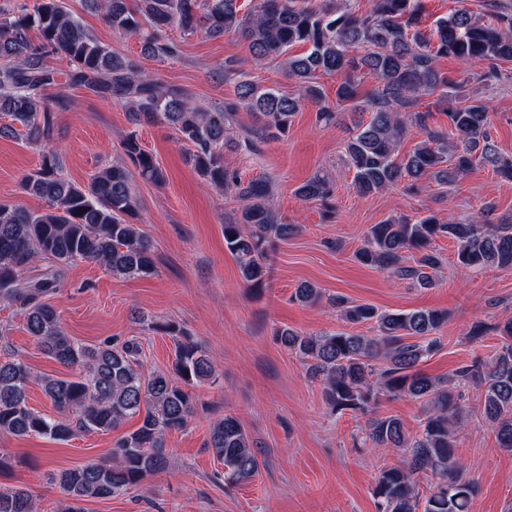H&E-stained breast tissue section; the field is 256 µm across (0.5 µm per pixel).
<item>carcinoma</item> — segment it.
Masks as SVG:
<instances>
[{"instance_id":"carcinoma-1","label":"carcinoma","mask_w":512,"mask_h":512,"mask_svg":"<svg viewBox=\"0 0 512 512\" xmlns=\"http://www.w3.org/2000/svg\"><path fill=\"white\" fill-rule=\"evenodd\" d=\"M421 13L422 0H370L364 13L356 10L354 0H255L245 12L240 0H104V18L112 29L139 38L140 56L130 57L94 38L64 0H37L31 9L22 5L18 12L0 16V114L10 118L0 124V137L49 142L56 113L70 107L65 93L49 92L62 86L130 109L135 125L147 120L168 126L187 146L195 172L242 202L224 224V246L243 285L258 292L268 284L267 259L275 242L292 235L296 226L279 217L271 184L242 181L226 163L225 152H252L285 137L305 99L315 104L317 121L327 127L340 123L338 109L344 104L369 114L366 121L352 120L343 146L353 187L362 196L404 183L413 189L430 179L446 188L479 165L512 181V155L501 153L494 142L490 106L478 98L461 100L469 83L498 82L503 77L499 65L512 62V10L477 15L457 9L427 32L420 29ZM170 30L209 38L234 33L247 44L255 65L279 64L299 94L259 85L228 61L224 72L236 76L235 96L208 109L187 89L163 82L142 64L144 59L179 58L181 47L168 35ZM54 55L67 60L66 68L48 65ZM448 57L468 66L483 63L485 70L468 69L454 79L439 67ZM333 74L345 78L336 86V105L331 106L318 79ZM367 80L374 88L361 101L359 87ZM435 93L436 111L447 121L432 127L428 119L433 113L416 106ZM242 108L252 111L257 123L235 138L230 129ZM411 126L423 139L403 153L401 144ZM122 147L142 178L166 183L136 134H129ZM22 187L46 206L31 211L0 203V300L19 305L27 333L44 354L78 373L40 378L52 404L72 414L69 420L52 418L28 404L31 375L26 363L14 355L0 357V434L64 442L78 433L115 430L129 417L141 420L135 431L112 443L107 457L51 476L63 497L62 512H85L84 503L139 486L165 468L166 436L187 428L196 399L193 389L212 378L216 365L178 324L169 322L163 328L174 340L171 369L147 372L137 361L136 343L82 344L65 334L56 308L45 301L60 287L66 268L78 261L98 263L125 278L155 273L152 243L138 225L128 169L105 165L88 182L77 184L63 174L60 158L45 152ZM335 192L324 173L296 189L299 197L327 212ZM438 237L455 243L454 264L464 272L487 267L512 271V219L494 224L488 209L465 221L431 211L415 219L391 216L367 229L356 259L430 288L445 261L434 245ZM409 255L412 264L407 263ZM45 259L54 262L52 268L31 273ZM294 297L314 304L322 292L304 283ZM329 302L348 323H374L375 335L303 334L283 327L275 336L321 383L331 411L367 414L380 387L423 406V428L412 439L396 417L366 421V436L374 446L401 451L399 461L376 478V512H470L477 487L454 452L462 408L453 382L483 388V415L499 447L512 450V319L494 327L473 323L471 340L495 332L500 347L489 360L475 359L441 378L418 365L438 348L435 333L448 322L446 311L387 312L340 296ZM208 447L224 466L225 484H246L259 473L253 444L237 417L226 415L213 423ZM422 479L427 488L423 494ZM0 512H38L37 497L28 487L1 488Z\"/></svg>"}]
</instances>
